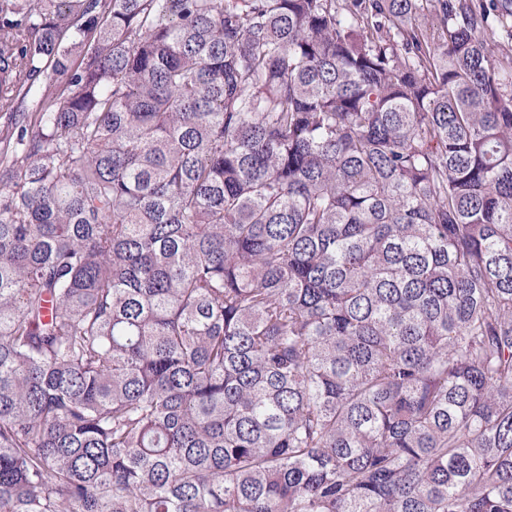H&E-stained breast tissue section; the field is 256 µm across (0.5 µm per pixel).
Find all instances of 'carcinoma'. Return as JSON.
<instances>
[{
  "label": "carcinoma",
  "instance_id": "cac0c4a2",
  "mask_svg": "<svg viewBox=\"0 0 512 512\" xmlns=\"http://www.w3.org/2000/svg\"><path fill=\"white\" fill-rule=\"evenodd\" d=\"M510 20L0 0V512H512Z\"/></svg>",
  "mask_w": 512,
  "mask_h": 512
}]
</instances>
